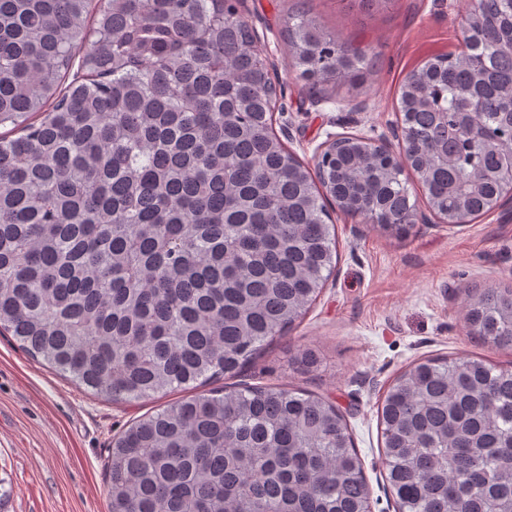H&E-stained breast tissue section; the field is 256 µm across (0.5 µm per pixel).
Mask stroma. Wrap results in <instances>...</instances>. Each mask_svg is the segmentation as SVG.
Wrapping results in <instances>:
<instances>
[{
    "label": "stroma",
    "mask_w": 512,
    "mask_h": 512,
    "mask_svg": "<svg viewBox=\"0 0 512 512\" xmlns=\"http://www.w3.org/2000/svg\"><path fill=\"white\" fill-rule=\"evenodd\" d=\"M280 85L274 130L314 167L318 147L357 135L391 141L405 77L459 52L467 0H392L363 10L348 0H237ZM305 10L366 50L356 83L312 86L289 68L285 21ZM337 264L315 303L238 375L241 383L310 392L344 414L364 463L371 512H396L385 480L377 407L393 379L423 358L471 356L512 366V348L468 337L469 293L512 284V200L464 224H417L409 235L330 209ZM314 350L317 367L296 357ZM115 403L79 388L0 335V512H106L112 440L165 405Z\"/></svg>",
    "instance_id": "obj_1"
}]
</instances>
